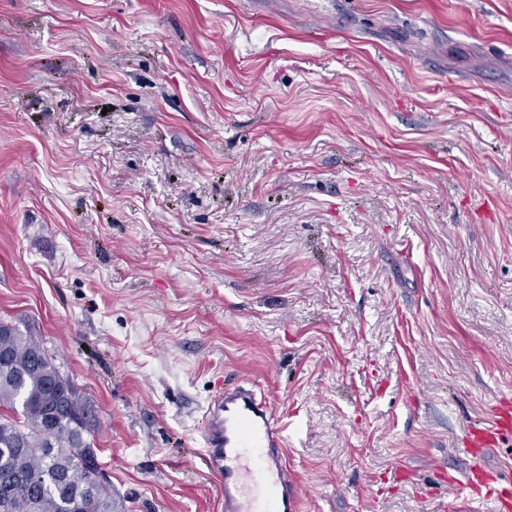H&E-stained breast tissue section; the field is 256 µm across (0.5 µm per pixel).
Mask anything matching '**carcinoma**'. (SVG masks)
<instances>
[{"mask_svg": "<svg viewBox=\"0 0 512 512\" xmlns=\"http://www.w3.org/2000/svg\"><path fill=\"white\" fill-rule=\"evenodd\" d=\"M95 451L77 387L32 334L1 321L0 512H125L112 484L95 477Z\"/></svg>", "mask_w": 512, "mask_h": 512, "instance_id": "cac0c4a2", "label": "carcinoma"}]
</instances>
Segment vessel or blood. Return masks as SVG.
I'll use <instances>...</instances> for the list:
<instances>
[{
    "mask_svg": "<svg viewBox=\"0 0 512 512\" xmlns=\"http://www.w3.org/2000/svg\"><path fill=\"white\" fill-rule=\"evenodd\" d=\"M512 434V395H501L488 421L465 436L471 464L449 486L486 501L491 512H512V482L481 463L483 453ZM203 467L224 491V512H298L300 491L285 457L283 427L250 383L239 379L214 395L203 411Z\"/></svg>",
    "mask_w": 512,
    "mask_h": 512,
    "instance_id": "1",
    "label": "vessel or blood"
}]
</instances>
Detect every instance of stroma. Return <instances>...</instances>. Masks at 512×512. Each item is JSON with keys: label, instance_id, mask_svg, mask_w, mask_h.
<instances>
[{"label": "stroma", "instance_id": "stroma-1", "mask_svg": "<svg viewBox=\"0 0 512 512\" xmlns=\"http://www.w3.org/2000/svg\"><path fill=\"white\" fill-rule=\"evenodd\" d=\"M0 320L126 512H224L242 377L300 512H440L512 389V0H0Z\"/></svg>", "mask_w": 512, "mask_h": 512}]
</instances>
